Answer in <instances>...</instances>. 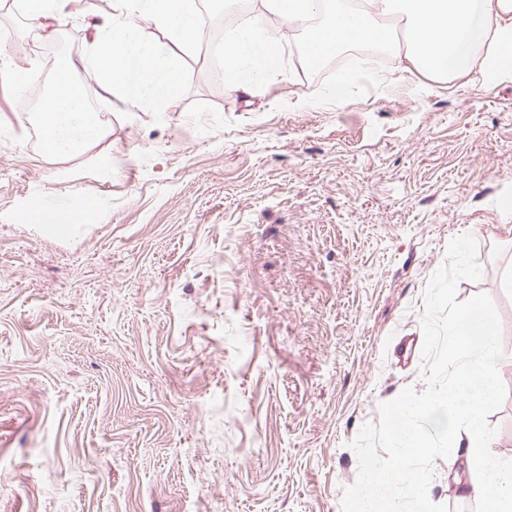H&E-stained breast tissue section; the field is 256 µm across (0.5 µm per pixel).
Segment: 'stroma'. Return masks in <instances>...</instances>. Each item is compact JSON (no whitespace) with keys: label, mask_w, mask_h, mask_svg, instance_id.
<instances>
[{"label":"stroma","mask_w":512,"mask_h":512,"mask_svg":"<svg viewBox=\"0 0 512 512\" xmlns=\"http://www.w3.org/2000/svg\"><path fill=\"white\" fill-rule=\"evenodd\" d=\"M98 9L0 52L54 80ZM348 99L291 24L284 75L229 91L204 40L163 109L89 89L106 139L41 149L0 82V512H341L349 443L424 392L421 319L449 241L472 236L512 365V82L399 69L403 25ZM94 201L82 224H25ZM431 497L473 512L463 450Z\"/></svg>","instance_id":"stroma-1"}]
</instances>
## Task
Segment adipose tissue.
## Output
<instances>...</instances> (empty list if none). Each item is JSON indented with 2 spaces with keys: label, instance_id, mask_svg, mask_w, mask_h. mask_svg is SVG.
I'll list each match as a JSON object with an SVG mask.
<instances>
[{
  "label": "adipose tissue",
  "instance_id": "obj_1",
  "mask_svg": "<svg viewBox=\"0 0 512 512\" xmlns=\"http://www.w3.org/2000/svg\"><path fill=\"white\" fill-rule=\"evenodd\" d=\"M267 9L296 22L321 16L307 33L306 48L323 58L342 45L372 38L376 20L395 16L406 24L401 71L457 79L472 71L493 82H512V0H362L348 11L345 0H267ZM161 40L146 39L144 28ZM91 52L76 65L92 73L105 92L130 102L163 107L181 86L175 46L203 40L191 0H113L112 11L94 23ZM226 85L248 91L281 71L278 47L249 32L224 44ZM44 148L64 156L105 137L95 113L86 110L70 79L58 80L35 116Z\"/></svg>",
  "mask_w": 512,
  "mask_h": 512
}]
</instances>
